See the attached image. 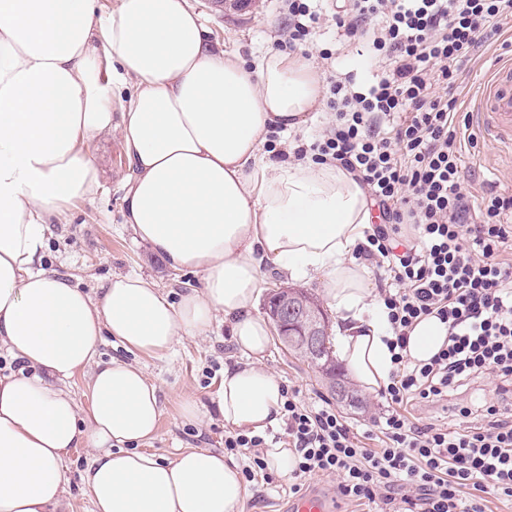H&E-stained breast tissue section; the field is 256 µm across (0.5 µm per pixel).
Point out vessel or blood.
Returning <instances> with one entry per match:
<instances>
[{"mask_svg":"<svg viewBox=\"0 0 512 512\" xmlns=\"http://www.w3.org/2000/svg\"><path fill=\"white\" fill-rule=\"evenodd\" d=\"M469 126L475 134L512 148V61L499 64L483 90L467 105ZM289 512H330L327 501L315 493L295 497Z\"/></svg>","mask_w":512,"mask_h":512,"instance_id":"vessel-or-blood-1","label":"vessel or blood"}]
</instances>
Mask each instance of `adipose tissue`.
Returning <instances> with one entry per match:
<instances>
[{"mask_svg": "<svg viewBox=\"0 0 512 512\" xmlns=\"http://www.w3.org/2000/svg\"><path fill=\"white\" fill-rule=\"evenodd\" d=\"M314 58L270 50L254 63L214 50L189 0H0V512H65L71 449H93L83 474L92 512H239L241 472L189 448L163 462L155 385L124 361L93 367L102 336L162 357L223 317L240 361L225 364L215 402L225 423L262 432L281 421V384L263 368L269 324L257 301L266 264L318 277L336 311L334 344L352 381L379 392L393 369L384 307L353 257L371 222L366 189L343 168L273 161L275 129L302 134L323 104ZM118 130L134 176L124 219L136 239L201 288L171 301L138 274L95 293L43 266L51 225L101 187L87 143ZM448 329L414 326L411 360ZM89 371L92 402L67 388Z\"/></svg>", "mask_w": 512, "mask_h": 512, "instance_id": "obj_1", "label": "adipose tissue"}]
</instances>
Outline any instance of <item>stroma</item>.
<instances>
[{
    "instance_id": "1",
    "label": "stroma",
    "mask_w": 512,
    "mask_h": 512,
    "mask_svg": "<svg viewBox=\"0 0 512 512\" xmlns=\"http://www.w3.org/2000/svg\"><path fill=\"white\" fill-rule=\"evenodd\" d=\"M189 3L202 16L214 49L237 51L249 61L272 49L288 24L278 0H247L242 7L237 6L235 0H189ZM503 38V43L492 45L477 61L464 67L461 86L456 90L460 100L477 94L495 61L506 56L503 44L512 43V30L506 31ZM322 46L337 50L336 68L340 72L350 71L364 77L379 69L376 61L359 55L357 45L349 42L333 23H326L315 44L306 45L305 50L314 54ZM460 136L462 174L468 191L480 197L496 186L512 183V158L501 155L485 138L470 142L465 130ZM87 149L100 169L102 186L95 198L75 203L72 223L51 226L47 252L49 268L62 275L81 277L87 288L115 274L144 275L174 301L185 290L200 287L199 274L171 270L145 245L137 242L124 224V186L131 170L118 133L100 134L88 142ZM97 358L102 362L122 359L139 364L156 385L162 413L149 450L158 458L174 460L185 448L223 452L225 423L214 398L225 363L241 358L223 322H216L208 335L183 340L162 358L128 351L107 336L98 346ZM262 365L282 384L300 388L312 400L335 401L327 379L304 358L285 349L278 338H271ZM491 387V381L484 380L439 402L409 405L408 411L422 423L452 425L457 421L460 405L480 404ZM187 398L205 406L207 417L199 422L182 418L180 404ZM361 398L363 405L359 408L342 401L335 403L350 424L364 431L385 412L386 403L373 393H362ZM92 454L89 448L72 449L65 464L69 512L92 510L82 483ZM289 498L288 483L277 480L270 485L251 484L247 487L241 512H286Z\"/></svg>"
}]
</instances>
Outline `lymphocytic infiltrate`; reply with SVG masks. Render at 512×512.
Returning a JSON list of instances; mask_svg holds the SVG:
<instances>
[{
  "mask_svg": "<svg viewBox=\"0 0 512 512\" xmlns=\"http://www.w3.org/2000/svg\"><path fill=\"white\" fill-rule=\"evenodd\" d=\"M294 50L322 26L320 0H283ZM347 37L369 43L381 70L367 79L330 73L331 125L298 139L295 160L336 164L353 174L382 221L367 230L356 260L376 267L391 337L394 369L379 395L388 409L380 447L327 400L284 387V436L243 429L224 433V449L242 454L246 482L268 476L264 450L279 441L298 460L292 493L320 475L338 479L337 493L379 512H486L488 497L512 503V189L474 199L460 181L461 140L454 93L464 64L512 28V0H347L334 13ZM448 326L426 363L407 353L421 317ZM490 378L484 423L454 429L413 422L401 408L433 403L470 382Z\"/></svg>",
  "mask_w": 512,
  "mask_h": 512,
  "instance_id": "f902f5d3",
  "label": "lymphocytic infiltrate"
}]
</instances>
